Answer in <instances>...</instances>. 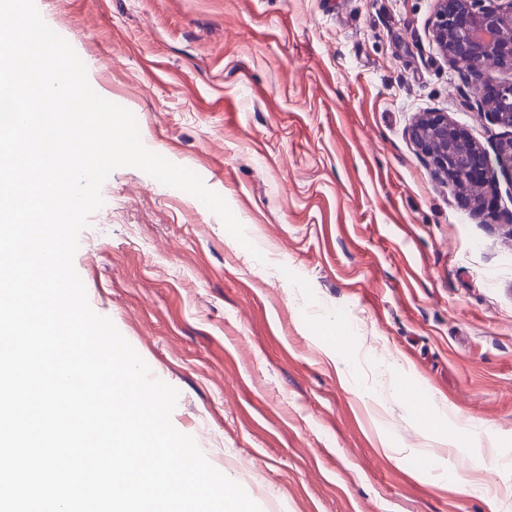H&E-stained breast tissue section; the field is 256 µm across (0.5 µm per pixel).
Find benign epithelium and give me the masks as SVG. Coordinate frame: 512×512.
<instances>
[{"label":"benign epithelium","mask_w":512,"mask_h":512,"mask_svg":"<svg viewBox=\"0 0 512 512\" xmlns=\"http://www.w3.org/2000/svg\"><path fill=\"white\" fill-rule=\"evenodd\" d=\"M461 20L448 13V0H438L433 22V38L447 58L462 64L472 80H479L490 68L512 65V0H455ZM496 124L512 129V81L503 83L496 97L480 103ZM411 136L421 154L446 171L461 191L477 202L478 212L493 213L485 195L484 182L471 177L477 163H485L484 153L471 141L458 138L445 112H429L411 128ZM496 163L512 173V136L501 141Z\"/></svg>","instance_id":"1"}]
</instances>
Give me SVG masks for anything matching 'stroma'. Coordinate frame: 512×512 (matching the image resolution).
I'll return each mask as SVG.
<instances>
[{
    "label": "stroma",
    "instance_id": "1",
    "mask_svg": "<svg viewBox=\"0 0 512 512\" xmlns=\"http://www.w3.org/2000/svg\"><path fill=\"white\" fill-rule=\"evenodd\" d=\"M141 141L224 198L115 169L74 267L174 387V427L262 512L512 502V226L410 128L512 130L432 39L437 0H35ZM333 348L345 362L325 353ZM457 422L426 426L439 407Z\"/></svg>",
    "mask_w": 512,
    "mask_h": 512
}]
</instances>
